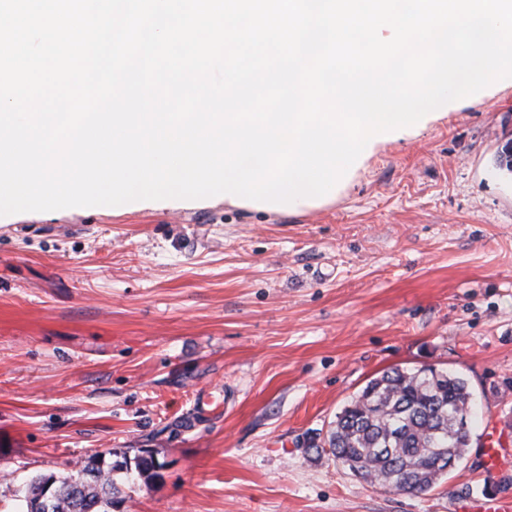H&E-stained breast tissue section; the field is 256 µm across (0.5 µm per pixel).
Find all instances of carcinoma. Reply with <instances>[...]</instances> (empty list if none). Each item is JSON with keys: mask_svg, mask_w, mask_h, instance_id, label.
Segmentation results:
<instances>
[{"mask_svg": "<svg viewBox=\"0 0 512 512\" xmlns=\"http://www.w3.org/2000/svg\"><path fill=\"white\" fill-rule=\"evenodd\" d=\"M472 393L468 380L435 366L393 368L371 379L336 414L324 445H312L370 486L418 494L447 478L472 441ZM162 468L157 454L139 448L134 457L107 462L88 458L77 471L31 477L18 490L23 512H114L121 487L149 483ZM52 482V500L36 503V491Z\"/></svg>", "mask_w": 512, "mask_h": 512, "instance_id": "carcinoma-1", "label": "carcinoma"}]
</instances>
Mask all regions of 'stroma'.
Instances as JSON below:
<instances>
[{"mask_svg":"<svg viewBox=\"0 0 512 512\" xmlns=\"http://www.w3.org/2000/svg\"><path fill=\"white\" fill-rule=\"evenodd\" d=\"M512 80L380 143L335 200L0 216V512L32 476L153 448L114 512H449L512 496ZM464 375L473 441L422 494L317 458L385 370ZM495 448L498 468L484 473Z\"/></svg>","mask_w":512,"mask_h":512,"instance_id":"35a3bbf8","label":"stroma"}]
</instances>
